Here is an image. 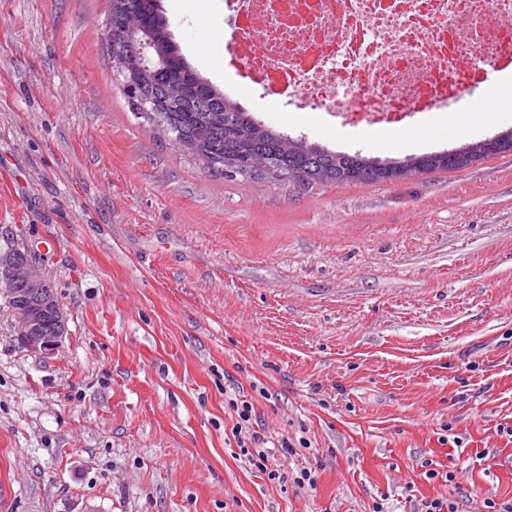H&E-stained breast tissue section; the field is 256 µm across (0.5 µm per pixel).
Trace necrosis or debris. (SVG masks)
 I'll return each instance as SVG.
<instances>
[{"mask_svg":"<svg viewBox=\"0 0 512 512\" xmlns=\"http://www.w3.org/2000/svg\"><path fill=\"white\" fill-rule=\"evenodd\" d=\"M224 54L296 110L399 126L512 71V0H225Z\"/></svg>","mask_w":512,"mask_h":512,"instance_id":"necrosis-or-debris-1","label":"necrosis or debris"}]
</instances>
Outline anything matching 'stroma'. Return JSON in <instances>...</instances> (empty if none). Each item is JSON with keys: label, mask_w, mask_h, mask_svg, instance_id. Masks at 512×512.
I'll list each match as a JSON object with an SVG mask.
<instances>
[{"label": "stroma", "mask_w": 512, "mask_h": 512, "mask_svg": "<svg viewBox=\"0 0 512 512\" xmlns=\"http://www.w3.org/2000/svg\"><path fill=\"white\" fill-rule=\"evenodd\" d=\"M189 63L265 125L381 160L512 128L461 104L369 137L224 66V0H162ZM109 0H0V248L34 253L67 315L28 352L0 293V512H461L512 499V154L393 183L214 176L131 111ZM305 439L315 489L231 434ZM463 470L426 479L423 460ZM228 406L231 410V416L235 418L231 432L237 447L240 449V454L246 457L250 466L266 474L270 481L287 482L289 474L281 473L280 470L272 468L271 462L275 451L264 446L267 441H264V438L255 429L256 419L251 400L244 394L240 395L239 391L238 397L229 398ZM412 506L411 512H459L457 502L443 496L418 499Z\"/></svg>", "instance_id": "1"}]
</instances>
